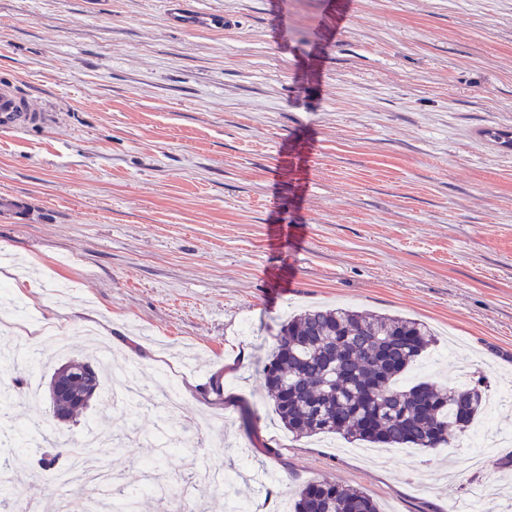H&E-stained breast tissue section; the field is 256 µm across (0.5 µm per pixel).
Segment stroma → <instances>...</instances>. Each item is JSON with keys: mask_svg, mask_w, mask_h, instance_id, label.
Segmentation results:
<instances>
[{"mask_svg": "<svg viewBox=\"0 0 512 512\" xmlns=\"http://www.w3.org/2000/svg\"><path fill=\"white\" fill-rule=\"evenodd\" d=\"M189 3L238 26L169 29L163 0H0V78L56 108L0 133V195L33 210L0 221V311L33 313L0 347L69 333L45 383L90 353L91 324L146 395L177 385L175 418L96 400L57 435L106 418L117 485L150 483L139 464L160 457L197 512H288L324 479L381 512H448L480 487L478 512H504L512 402L475 424L482 467L464 433L377 463L338 436L292 437L260 362L288 315L349 304L431 326L413 380L455 384L458 362L490 391L512 384V146L495 138L512 134V0ZM39 472L24 456L21 504L51 501Z\"/></svg>", "mask_w": 512, "mask_h": 512, "instance_id": "1", "label": "stroma"}]
</instances>
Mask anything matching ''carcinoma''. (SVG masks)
Masks as SVG:
<instances>
[{
	"instance_id": "obj_1",
	"label": "carcinoma",
	"mask_w": 512,
	"mask_h": 512,
	"mask_svg": "<svg viewBox=\"0 0 512 512\" xmlns=\"http://www.w3.org/2000/svg\"><path fill=\"white\" fill-rule=\"evenodd\" d=\"M436 343L421 320L369 315L335 307L306 311L281 326L274 350L261 375L280 422L295 438L338 434L350 443L374 447H412L439 454L448 436L466 430L486 404L487 387L477 379L463 386L431 381L404 383V376ZM91 362L69 361L50 381L65 382L72 397L49 393L54 414L72 418L88 407L73 396L102 389L101 372L92 383L79 375ZM44 437L28 428L17 435V451L0 453V466L14 469L25 446ZM41 466H59L71 449L53 443ZM117 512H139L141 502L122 494L108 503ZM291 512H380L363 489H345L328 480L305 483Z\"/></svg>"
}]
</instances>
